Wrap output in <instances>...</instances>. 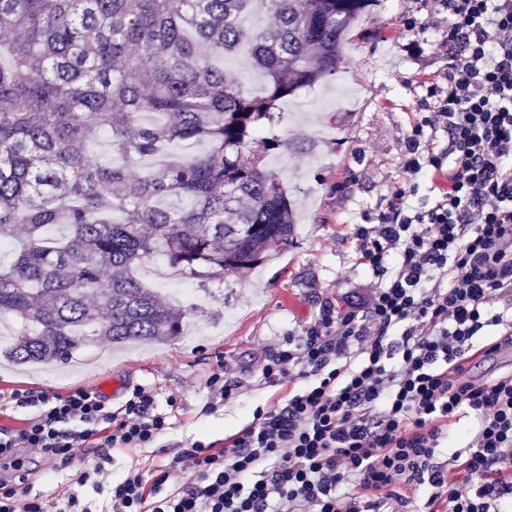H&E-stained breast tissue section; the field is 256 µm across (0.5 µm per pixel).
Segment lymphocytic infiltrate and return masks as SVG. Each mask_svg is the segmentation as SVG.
<instances>
[{
	"mask_svg": "<svg viewBox=\"0 0 512 512\" xmlns=\"http://www.w3.org/2000/svg\"><path fill=\"white\" fill-rule=\"evenodd\" d=\"M445 21L442 80L425 81L426 112L402 167L441 178L432 202L399 189L389 211L357 226L362 297L324 300L299 335L257 359L281 405L256 411L223 446L198 439L176 464L110 482L112 512H512V373L467 377L477 352L512 351V0H430ZM448 135L422 149L425 132ZM130 388L120 407L95 389L0 397L36 413L0 428V512H52L34 493L31 456L70 472L53 512H91L115 448H148L171 427L166 399ZM469 440L458 444L450 429ZM96 449L82 460L84 449Z\"/></svg>",
	"mask_w": 512,
	"mask_h": 512,
	"instance_id": "obj_1",
	"label": "lymphocytic infiltrate"
}]
</instances>
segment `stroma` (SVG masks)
I'll use <instances>...</instances> for the list:
<instances>
[{"label": "stroma", "mask_w": 512, "mask_h": 512, "mask_svg": "<svg viewBox=\"0 0 512 512\" xmlns=\"http://www.w3.org/2000/svg\"><path fill=\"white\" fill-rule=\"evenodd\" d=\"M401 11L399 0H377L348 31L335 76L299 89L294 100L300 110L281 112L273 131L290 147L271 158L269 167L299 207L294 239L259 268L198 289L195 303L207 315L191 324L192 340L172 338L96 360L85 348L66 370H33L1 359L0 393H62L83 383L109 394L116 407L136 385L156 387L164 396L179 394L171 429L152 447L113 449L116 478L133 467L148 471L173 464L194 440L223 442L250 423L256 409L282 403L287 388L259 382L254 354L277 348L312 323L325 298L344 301L367 282L356 264L354 225L386 211L397 188L416 187L425 202L435 195L431 180L415 182L405 173L402 153L421 110L417 82L443 77L448 59L431 29L416 37L420 53L402 51L413 37L402 25ZM223 362L233 364L243 385L215 405L207 380Z\"/></svg>", "instance_id": "1"}]
</instances>
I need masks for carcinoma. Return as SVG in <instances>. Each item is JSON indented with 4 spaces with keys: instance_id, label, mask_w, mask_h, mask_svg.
<instances>
[{
    "instance_id": "1",
    "label": "carcinoma",
    "mask_w": 512,
    "mask_h": 512,
    "mask_svg": "<svg viewBox=\"0 0 512 512\" xmlns=\"http://www.w3.org/2000/svg\"><path fill=\"white\" fill-rule=\"evenodd\" d=\"M374 0H0V355L64 366L87 344L181 336L139 271L161 256L188 280L251 269L293 237V205L265 160L279 103L336 74ZM255 13L274 24H244ZM260 95L215 58L242 45ZM107 137L112 159L90 154ZM190 144L189 157L168 153ZM160 153L166 163L131 175ZM23 238H17L19 228Z\"/></svg>"
}]
</instances>
